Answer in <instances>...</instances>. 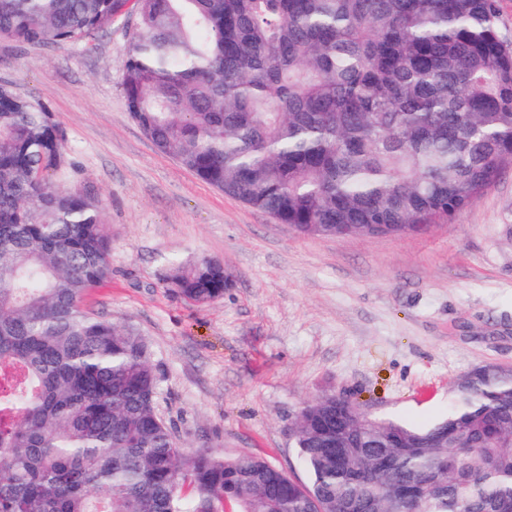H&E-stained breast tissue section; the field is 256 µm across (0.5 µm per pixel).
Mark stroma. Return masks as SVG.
Wrapping results in <instances>:
<instances>
[{
	"mask_svg": "<svg viewBox=\"0 0 512 512\" xmlns=\"http://www.w3.org/2000/svg\"><path fill=\"white\" fill-rule=\"evenodd\" d=\"M137 28L129 13L76 44L0 38V82L54 113L57 183L101 200L112 274L84 307L147 337L158 410L185 449L250 452L306 485L290 436L304 402L333 392L425 427L457 379L512 368V166L425 233H299L200 180L132 119L122 76ZM174 255L223 262V298L171 288Z\"/></svg>",
	"mask_w": 512,
	"mask_h": 512,
	"instance_id": "35a3bbf8",
	"label": "stroma"
}]
</instances>
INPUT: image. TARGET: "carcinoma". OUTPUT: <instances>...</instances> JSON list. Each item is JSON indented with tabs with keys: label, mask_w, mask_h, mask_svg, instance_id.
<instances>
[{
	"label": "carcinoma",
	"mask_w": 512,
	"mask_h": 512,
	"mask_svg": "<svg viewBox=\"0 0 512 512\" xmlns=\"http://www.w3.org/2000/svg\"><path fill=\"white\" fill-rule=\"evenodd\" d=\"M131 9L133 119L300 233H424L512 166L498 0H0V38L73 44ZM66 162L50 109L0 83V512H512V372L494 366L426 428L334 393L305 403L291 436L308 485L183 448L146 336L83 308L111 244L99 199L53 182ZM171 265L184 297L223 298V263ZM338 434L354 443L339 462Z\"/></svg>",
	"instance_id": "obj_1"
}]
</instances>
